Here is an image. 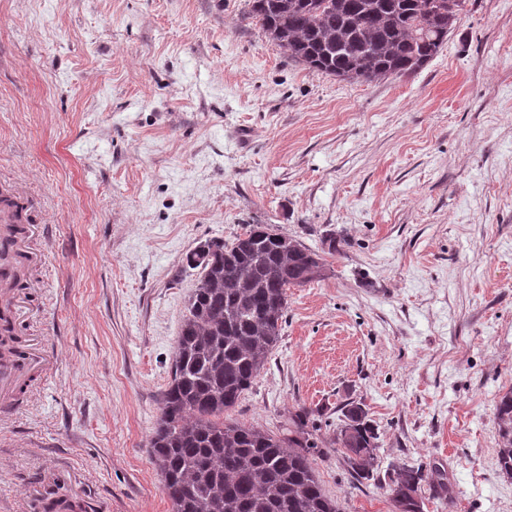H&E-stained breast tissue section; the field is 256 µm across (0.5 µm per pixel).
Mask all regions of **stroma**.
<instances>
[{"label": "stroma", "mask_w": 512, "mask_h": 512, "mask_svg": "<svg viewBox=\"0 0 512 512\" xmlns=\"http://www.w3.org/2000/svg\"><path fill=\"white\" fill-rule=\"evenodd\" d=\"M248 0H0V185L43 225L35 319L54 367L0 409V512L51 485L172 512L148 444L189 295L186 254L271 224L340 254L288 288L281 336L228 419L313 410L343 512H397L331 448L361 403L378 470L450 485L424 512H512L495 404L512 390V0H465L414 74L291 59Z\"/></svg>", "instance_id": "obj_1"}]
</instances>
